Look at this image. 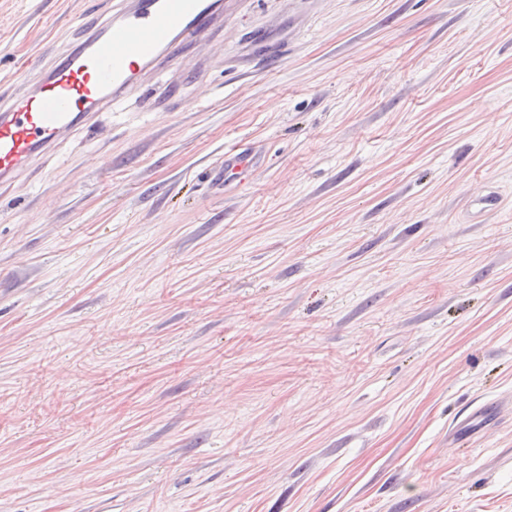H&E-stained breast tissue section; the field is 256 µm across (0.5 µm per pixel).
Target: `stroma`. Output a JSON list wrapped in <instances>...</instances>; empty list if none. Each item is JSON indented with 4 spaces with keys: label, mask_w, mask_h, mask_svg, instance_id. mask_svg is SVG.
Returning <instances> with one entry per match:
<instances>
[{
    "label": "stroma",
    "mask_w": 512,
    "mask_h": 512,
    "mask_svg": "<svg viewBox=\"0 0 512 512\" xmlns=\"http://www.w3.org/2000/svg\"><path fill=\"white\" fill-rule=\"evenodd\" d=\"M111 15L0 0V84ZM145 79L0 184V512H512V0H222ZM258 158L248 150H224V156L205 167L201 177L215 189H223L224 183H240L257 166ZM493 420L492 411L488 405H483L474 408L462 421V425L458 428L456 433L459 435L457 439L462 442L466 438H471L473 435L480 432L483 428L491 423ZM461 436L465 438L461 439Z\"/></svg>",
    "instance_id": "35a3bbf8"
}]
</instances>
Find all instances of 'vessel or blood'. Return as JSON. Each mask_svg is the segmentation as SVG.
<instances>
[{
	"mask_svg": "<svg viewBox=\"0 0 512 512\" xmlns=\"http://www.w3.org/2000/svg\"><path fill=\"white\" fill-rule=\"evenodd\" d=\"M217 0H114L111 22L49 67L22 91L0 99V181L15 179L76 129L91 126L108 101L119 100L140 72L158 61L175 64L182 36L205 30ZM247 150L225 151L201 177L213 188L241 182L257 166ZM489 406L474 408L458 428L472 437L491 423Z\"/></svg>",
	"mask_w": 512,
	"mask_h": 512,
	"instance_id": "vessel-or-blood-1",
	"label": "vessel or blood"
}]
</instances>
